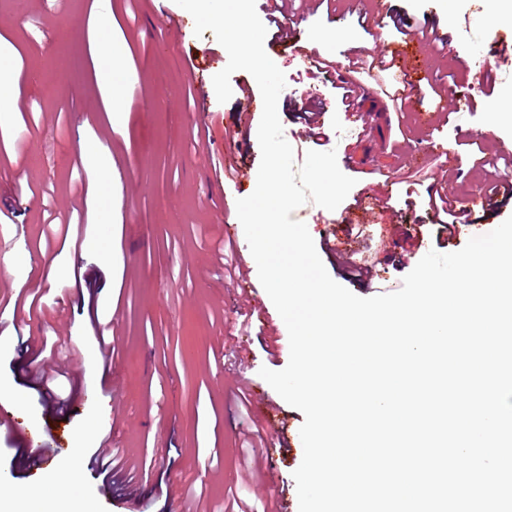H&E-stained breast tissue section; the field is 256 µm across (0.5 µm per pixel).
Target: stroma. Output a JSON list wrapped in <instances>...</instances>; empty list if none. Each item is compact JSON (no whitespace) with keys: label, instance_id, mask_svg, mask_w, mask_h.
Returning <instances> with one entry per match:
<instances>
[{"label":"stroma","instance_id":"obj_1","mask_svg":"<svg viewBox=\"0 0 512 512\" xmlns=\"http://www.w3.org/2000/svg\"><path fill=\"white\" fill-rule=\"evenodd\" d=\"M95 2L62 0L53 7L48 0H0V37L15 49L13 71L29 106L9 114L0 135V167L27 175L23 182L0 181V224L23 225L22 239L43 269L77 265L83 274L80 283L69 284L67 301L41 288L31 311L28 355L11 343L12 325L0 323V338L8 342L0 351V382L17 391L14 416L51 439L55 459L70 457L82 434L92 456L108 436L116 446L147 454L152 474L137 486L90 465L80 493L94 512H127L131 494L148 501L150 512H177L169 488L186 484L201 467L209 473L210 512H224L232 485L253 512H260L267 492L283 497L288 512H298L293 472L303 458L298 441L305 417L259 375L260 368L278 371L289 362V349L274 357L260 341L268 318L278 312L266 302L253 307L247 301L248 289L261 286L257 269H250L247 280L228 283L212 266V245L221 231H228L235 256L249 251L236 201L250 195L261 160V115L247 107L259 87L248 72H235L230 100L218 102L212 77L226 66L228 54L212 31L195 36L192 16L174 0H140L135 8L128 0H108L112 36L128 47L123 114L113 118L111 100L93 79L88 48L87 18ZM387 6L400 22L376 29L359 14L358 0H288L302 45L339 27L354 33L353 42L330 45L324 54L340 64L336 75L313 68L293 81L300 56L264 42L288 78L278 111L296 163H303L307 151L332 150L340 170L357 181L335 210L309 201L292 217L306 224L329 275L360 297L399 290L417 263L381 235V225L418 226L429 250L449 253L465 246L471 237L466 230L450 242L437 238L428 188L442 186L458 201L490 189L502 175L491 162L512 140V131L487 130L492 110L512 84V23L491 25L485 0H387ZM168 18L183 27L178 40L164 34ZM410 36L424 39L400 61L420 79L414 105L398 107L380 86L362 93L376 50ZM479 60L489 64L480 77ZM51 78L58 87L54 96L44 91ZM449 88L461 98L460 107L438 99ZM351 101L360 117L351 116ZM432 137L444 149L441 158L424 152ZM94 139L110 147L120 196L110 233L100 221L96 170L73 165L81 144ZM219 161L242 165L243 178L217 179L213 165ZM83 173L90 179L84 239H108L106 266L75 254L71 241L47 223L41 205L47 188L60 208L75 205L72 185ZM364 187L384 194L382 207L354 210ZM220 201L226 205L222 213ZM335 217L352 227L347 245L373 265L372 280L351 283L346 265L324 251L326 226ZM115 314L119 352L106 369L94 326ZM57 332L70 341L67 375L48 391L35 385L33 375L55 366L44 342ZM242 381L251 400L246 413L235 405ZM270 402L286 419L292 445L277 451L257 447L253 471L240 482L239 440L252 424L269 428ZM210 417L211 434L200 428ZM39 481L29 459L0 437V487Z\"/></svg>","mask_w":512,"mask_h":512}]
</instances>
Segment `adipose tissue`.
Returning a JSON list of instances; mask_svg holds the SVG:
<instances>
[{
	"mask_svg": "<svg viewBox=\"0 0 512 512\" xmlns=\"http://www.w3.org/2000/svg\"><path fill=\"white\" fill-rule=\"evenodd\" d=\"M89 48L96 65L97 86L108 93L113 105H120L124 97L120 74L125 44L111 36L95 33L91 36ZM85 469L86 462L79 454L53 463L44 469L41 482L56 485L58 492L55 496L44 499L38 489L15 488L0 494V512H92L76 492L83 481Z\"/></svg>",
	"mask_w": 512,
	"mask_h": 512,
	"instance_id": "1",
	"label": "adipose tissue"
}]
</instances>
